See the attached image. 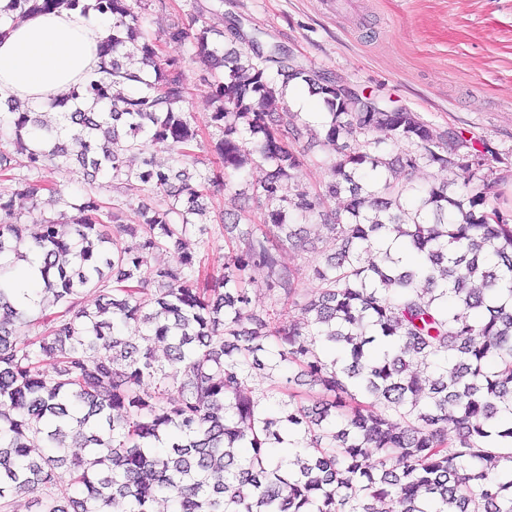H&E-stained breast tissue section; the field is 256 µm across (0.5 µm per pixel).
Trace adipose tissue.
<instances>
[{
	"label": "adipose tissue",
	"mask_w": 512,
	"mask_h": 512,
	"mask_svg": "<svg viewBox=\"0 0 512 512\" xmlns=\"http://www.w3.org/2000/svg\"><path fill=\"white\" fill-rule=\"evenodd\" d=\"M94 0L81 8L33 13L0 26V104L42 105L98 76V44L111 29Z\"/></svg>",
	"instance_id": "ef3b65f1"
}]
</instances>
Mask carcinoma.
I'll list each match as a JSON object with an SVG mask.
<instances>
[{"label": "carcinoma", "instance_id": "cac0c4a2", "mask_svg": "<svg viewBox=\"0 0 512 512\" xmlns=\"http://www.w3.org/2000/svg\"><path fill=\"white\" fill-rule=\"evenodd\" d=\"M134 2L96 0L113 18L98 46L110 79L50 103L59 121L17 101L0 112V141L12 138L28 172L73 160L149 183L165 201L122 224L116 205L89 194L30 238L0 201V512L18 492L34 495L36 512L118 501L125 512L160 501L170 512H512V215L491 202L497 157L416 112L366 111L364 93L336 90L332 75L234 17L220 30L192 16L168 38L210 65V125L222 132L197 154L184 65L161 59ZM63 5L80 0H8L0 20ZM127 81L139 89L116 90ZM293 81L323 98L321 130L275 111ZM302 138L323 152L319 189L296 180ZM401 141L413 150L386 158L383 146ZM127 154L143 167L128 168ZM422 164L446 176L418 187ZM254 165L263 222L224 213L236 248L217 268L193 216ZM0 178L30 199L59 194L15 174L4 150ZM292 213L328 216L323 261L308 269L282 261L304 242ZM194 226L200 254L186 247ZM169 247L178 264L150 261ZM32 256L42 257L39 321L10 276ZM256 271L269 292L260 308L245 288ZM280 305L298 320L282 321ZM138 336L164 343L165 360ZM285 361L298 368L286 384L250 387L254 370ZM303 377L317 387L309 404L289 388ZM70 447L88 457L68 459Z\"/></svg>", "mask_w": 512, "mask_h": 512}]
</instances>
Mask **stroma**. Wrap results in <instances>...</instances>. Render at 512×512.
<instances>
[{"label": "stroma", "mask_w": 512, "mask_h": 512, "mask_svg": "<svg viewBox=\"0 0 512 512\" xmlns=\"http://www.w3.org/2000/svg\"><path fill=\"white\" fill-rule=\"evenodd\" d=\"M140 11L163 57L186 63V107L202 127L203 145L220 136L208 124L210 71L191 61L190 43L169 41L167 29L197 13L220 27L230 12L305 67L342 76L420 113L438 131L454 129L477 149L494 150L505 177L498 204L512 210V0H141ZM35 178L56 184L64 203L45 195L34 203L16 196L13 182H0V197L13 199L30 234L40 216H59L90 190L117 204L126 224L159 202L140 180L90 179L71 162L48 165Z\"/></svg>", "instance_id": "obj_1"}]
</instances>
